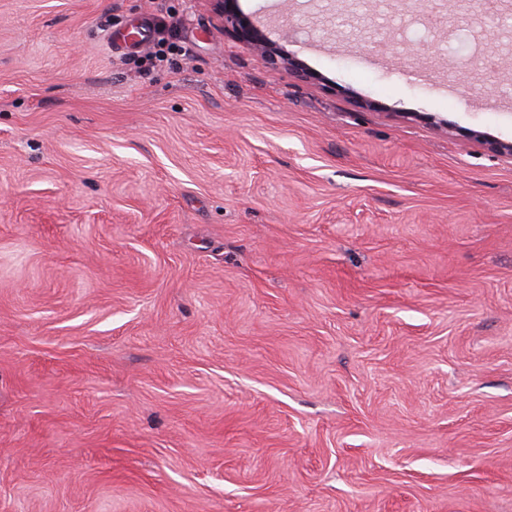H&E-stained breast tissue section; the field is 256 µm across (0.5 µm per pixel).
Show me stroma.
<instances>
[{
    "mask_svg": "<svg viewBox=\"0 0 512 512\" xmlns=\"http://www.w3.org/2000/svg\"><path fill=\"white\" fill-rule=\"evenodd\" d=\"M344 2L0 0V512H512V53ZM211 1L216 15L224 23V31L238 35L253 51L266 57L271 64L283 65L288 71L301 79L311 78L312 74L302 69L290 54L286 53L282 48L273 46L269 40L262 38L257 33L258 30L254 22L232 6L234 0Z\"/></svg>",
    "mask_w": 512,
    "mask_h": 512,
    "instance_id": "stroma-1",
    "label": "stroma"
}]
</instances>
